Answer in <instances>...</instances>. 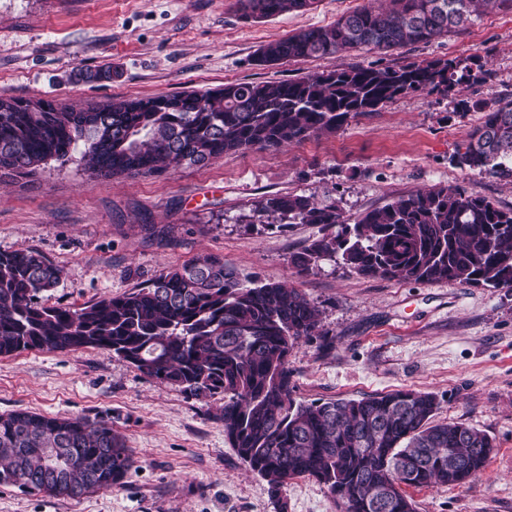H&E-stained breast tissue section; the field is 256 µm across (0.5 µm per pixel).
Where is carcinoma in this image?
Instances as JSON below:
<instances>
[{"instance_id": "carcinoma-1", "label": "carcinoma", "mask_w": 512, "mask_h": 512, "mask_svg": "<svg viewBox=\"0 0 512 512\" xmlns=\"http://www.w3.org/2000/svg\"><path fill=\"white\" fill-rule=\"evenodd\" d=\"M489 0H389L334 24L261 45L258 66L388 52L466 26ZM246 19L302 11L314 0H238ZM470 69L436 59L399 68L347 66L276 83H231L114 100L88 108L50 98H0V177H27L83 146L93 178L173 174L220 156L332 135L352 116L410 93L447 92ZM455 162L512 177V99L487 110ZM318 224L321 236L291 256L299 275L340 258L356 274L418 282L467 281L512 288V211L478 196L432 187L347 223L334 205L295 194L263 199L251 229ZM60 269L41 253L0 251V357L28 350L111 351L136 370L196 396L224 394V436L272 493L311 476L343 512H415L405 487L462 485L495 450L485 432L435 424L430 394L398 390L299 402L288 357L320 327V310L298 289L242 276L224 258L198 257L144 287L81 308L41 295ZM134 465L125 436L102 417L0 414V485L31 491L61 482L80 495L122 483Z\"/></svg>"}]
</instances>
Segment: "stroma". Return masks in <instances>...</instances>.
I'll return each mask as SVG.
<instances>
[{
    "label": "stroma",
    "instance_id": "35a3bbf8",
    "mask_svg": "<svg viewBox=\"0 0 512 512\" xmlns=\"http://www.w3.org/2000/svg\"><path fill=\"white\" fill-rule=\"evenodd\" d=\"M368 0L245 20L238 0H0V97L64 106L277 82L335 68L336 57L256 66L264 42L327 26ZM453 59L482 76L448 94L397 97L332 136L229 154L162 176L89 178L73 152L26 178L0 179V251L33 249L63 271L49 303L79 308L140 287L165 268L215 254L242 275L299 289L321 311L317 336L289 357L299 401L359 399L400 389L433 394L439 422L486 432L496 450L459 486L406 488L416 512H512V289L468 282L366 278L326 260L305 276L290 257L318 225L251 231L259 201L291 193L336 205L346 222L402 196L448 186L512 210V178L455 164L484 117L512 96V0L465 28L346 63L400 66ZM111 67L112 78L76 71ZM472 102L460 110V100ZM223 395L196 396L103 349L0 357V414L101 415L135 464L123 483L80 497L0 485V512H339L312 477L279 496L224 437Z\"/></svg>",
    "mask_w": 512,
    "mask_h": 512
}]
</instances>
